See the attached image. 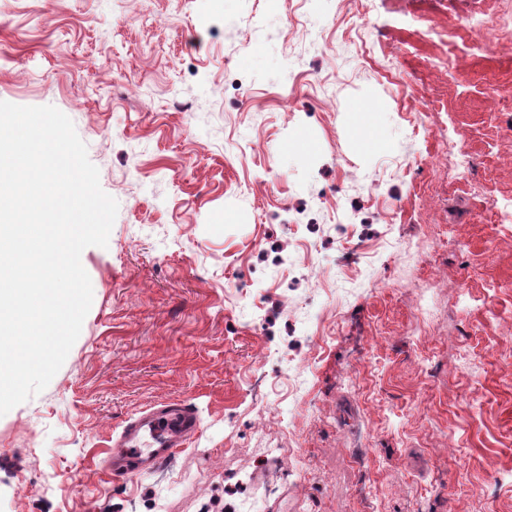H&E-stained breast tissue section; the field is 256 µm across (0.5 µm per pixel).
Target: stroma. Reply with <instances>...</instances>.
<instances>
[{
	"label": "stroma",
	"instance_id": "stroma-1",
	"mask_svg": "<svg viewBox=\"0 0 512 512\" xmlns=\"http://www.w3.org/2000/svg\"><path fill=\"white\" fill-rule=\"evenodd\" d=\"M0 101L68 116L119 204L0 416V512H512V0H0ZM355 220L375 266L340 272ZM171 402L199 433L108 477Z\"/></svg>",
	"mask_w": 512,
	"mask_h": 512
}]
</instances>
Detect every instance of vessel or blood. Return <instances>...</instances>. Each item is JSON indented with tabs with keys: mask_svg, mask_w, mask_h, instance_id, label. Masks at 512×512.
Returning <instances> with one entry per match:
<instances>
[{
	"mask_svg": "<svg viewBox=\"0 0 512 512\" xmlns=\"http://www.w3.org/2000/svg\"><path fill=\"white\" fill-rule=\"evenodd\" d=\"M198 429V418L183 406H163L130 420L112 439L109 474L120 477L146 472L173 449L185 446Z\"/></svg>",
	"mask_w": 512,
	"mask_h": 512,
	"instance_id": "1",
	"label": "vessel or blood"
}]
</instances>
